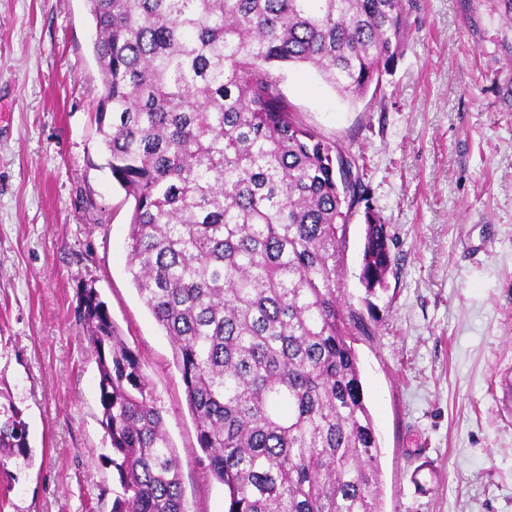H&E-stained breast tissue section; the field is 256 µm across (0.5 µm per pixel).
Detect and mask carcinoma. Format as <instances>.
<instances>
[{
    "instance_id": "1",
    "label": "carcinoma",
    "mask_w": 512,
    "mask_h": 512,
    "mask_svg": "<svg viewBox=\"0 0 512 512\" xmlns=\"http://www.w3.org/2000/svg\"><path fill=\"white\" fill-rule=\"evenodd\" d=\"M410 0H85L106 168L134 208L128 269L170 337L202 462L228 512H382L380 444L343 246L364 173L294 119L275 71L307 65L355 99L409 38ZM499 48L512 65V0ZM360 281L392 270L388 227L365 213ZM86 340L118 476L112 512H185L181 467L153 385L93 288ZM0 411V464L27 459Z\"/></svg>"
}]
</instances>
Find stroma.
Returning a JSON list of instances; mask_svg holds the SVG:
<instances>
[{"label":"stroma","instance_id":"obj_1","mask_svg":"<svg viewBox=\"0 0 512 512\" xmlns=\"http://www.w3.org/2000/svg\"><path fill=\"white\" fill-rule=\"evenodd\" d=\"M411 35L377 92L352 99L312 69L280 70L297 121L364 166L344 300L380 435L383 512H512V80L494 0H412ZM85 0H0V393L29 460L0 468V512H112L99 373L82 290L95 288L154 384L186 512H227L199 460L172 344L127 266L134 202L113 180ZM393 238L385 289L360 275L364 211Z\"/></svg>","mask_w":512,"mask_h":512}]
</instances>
